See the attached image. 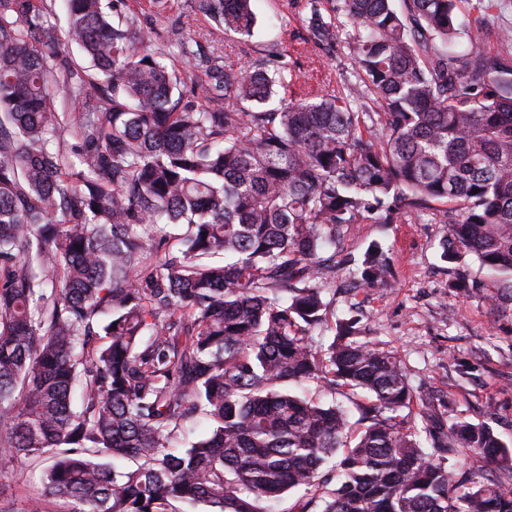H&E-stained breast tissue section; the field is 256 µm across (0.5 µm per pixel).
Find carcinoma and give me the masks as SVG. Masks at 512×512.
Masks as SVG:
<instances>
[{"instance_id":"cac0c4a2","label":"carcinoma","mask_w":512,"mask_h":512,"mask_svg":"<svg viewBox=\"0 0 512 512\" xmlns=\"http://www.w3.org/2000/svg\"><path fill=\"white\" fill-rule=\"evenodd\" d=\"M191 2L252 34L250 0ZM393 2L308 0L314 42L357 30L360 76L313 88L285 48L235 70L177 39L169 65L116 0H65L79 61L47 0H0V458L48 461L26 512H265L301 488L299 512H512L491 427L427 408L357 319L314 345L344 227L437 201L441 259L512 302V52L455 55L456 0ZM353 266L392 276L377 242ZM340 389L370 396L351 445Z\"/></svg>"}]
</instances>
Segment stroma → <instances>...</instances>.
Masks as SVG:
<instances>
[{
	"instance_id": "35a3bbf8",
	"label": "stroma",
	"mask_w": 512,
	"mask_h": 512,
	"mask_svg": "<svg viewBox=\"0 0 512 512\" xmlns=\"http://www.w3.org/2000/svg\"><path fill=\"white\" fill-rule=\"evenodd\" d=\"M257 26L251 38L225 36L189 0H126L123 13L151 44L172 37L196 41L203 54L221 53L227 66L239 68L262 50L291 51L311 85L354 77L355 65L344 40V27L333 46L309 40L307 0H253ZM463 29L483 33L482 52L503 51L502 36L512 31V0H457ZM445 225L425 218L398 224H352L344 253L362 254L370 244L389 247L394 260L387 285L355 288L347 266L336 268V293L329 299V320L359 316L362 334L378 346L395 350L414 389L433 412L449 420L486 424L512 442V303L488 304L473 288H454L447 262L440 258ZM45 461L0 464V504L21 512L28 499L43 492Z\"/></svg>"
}]
</instances>
